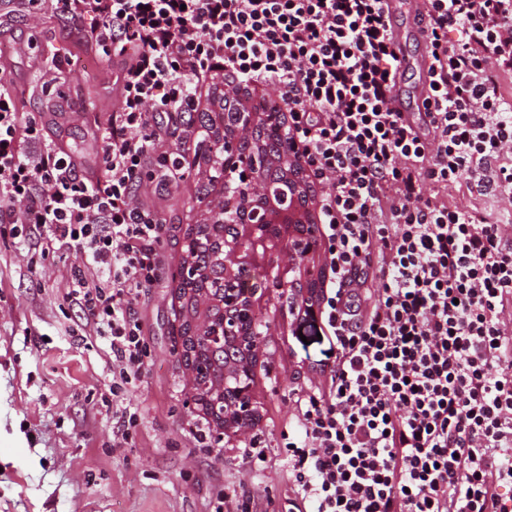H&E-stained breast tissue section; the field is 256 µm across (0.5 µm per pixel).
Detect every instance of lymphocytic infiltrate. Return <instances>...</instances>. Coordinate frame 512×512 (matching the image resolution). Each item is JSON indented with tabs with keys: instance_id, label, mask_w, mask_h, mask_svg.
<instances>
[{
	"instance_id": "1",
	"label": "lymphocytic infiltrate",
	"mask_w": 512,
	"mask_h": 512,
	"mask_svg": "<svg viewBox=\"0 0 512 512\" xmlns=\"http://www.w3.org/2000/svg\"><path fill=\"white\" fill-rule=\"evenodd\" d=\"M427 126L390 106L383 0H0L52 7L101 55L129 52L89 176L0 78V224L70 250L68 298L112 353V389L143 373L134 301L164 233L143 203L184 178L165 125L222 87L277 92L318 192L324 386L289 425L293 512H512V0H426Z\"/></svg>"
}]
</instances>
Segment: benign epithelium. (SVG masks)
Wrapping results in <instances>:
<instances>
[{
	"label": "benign epithelium",
	"mask_w": 512,
	"mask_h": 512,
	"mask_svg": "<svg viewBox=\"0 0 512 512\" xmlns=\"http://www.w3.org/2000/svg\"><path fill=\"white\" fill-rule=\"evenodd\" d=\"M237 112V122L232 132L224 136V201L209 202L203 218H210L222 211L232 218V223L244 230V235L224 239V288L226 302L239 308L237 314L224 316V336L239 349L237 359L224 368V383L234 382L237 398L224 403V433L245 436L255 417L257 406L250 391L249 379L256 360L263 355V341L244 329L258 301L257 289L240 292L245 281L244 272L252 267L257 248L264 251L266 280L277 289L301 290L305 307L313 303L309 292L312 270L304 268V260L314 251L308 239L313 231L295 230V224L318 222L317 209L310 204L303 217L291 209L280 206L270 188L260 177L262 169L269 165L280 167L288 174L297 190L309 192L302 173L297 171L293 150L286 147L276 153H263L245 149L243 144L252 140L259 123V113L251 111L246 100L238 95L229 101ZM254 187L252 193L243 196L235 190L239 183Z\"/></svg>",
	"instance_id": "1"
}]
</instances>
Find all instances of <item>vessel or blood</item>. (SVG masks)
Masks as SVG:
<instances>
[{
  "instance_id": "b4317fda",
  "label": "vessel or blood",
  "mask_w": 512,
  "mask_h": 512,
  "mask_svg": "<svg viewBox=\"0 0 512 512\" xmlns=\"http://www.w3.org/2000/svg\"><path fill=\"white\" fill-rule=\"evenodd\" d=\"M425 0H384V9L390 20L392 46L398 57L400 70L418 69L422 77H429L433 58L425 25ZM416 37L421 43L419 55L408 52V37ZM426 89L410 90L395 85L391 106L394 110L408 113L410 120H418L425 113Z\"/></svg>"
}]
</instances>
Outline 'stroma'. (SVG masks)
Wrapping results in <instances>:
<instances>
[{
  "label": "stroma",
  "mask_w": 512,
  "mask_h": 512,
  "mask_svg": "<svg viewBox=\"0 0 512 512\" xmlns=\"http://www.w3.org/2000/svg\"><path fill=\"white\" fill-rule=\"evenodd\" d=\"M0 38L37 40L6 74L25 91L22 112L35 115L46 139L65 142L82 168L98 165L94 129L117 107L111 60L87 48L74 28L49 9L18 12ZM72 58L68 83L56 86L58 56ZM89 111H75L81 101ZM144 198L156 205L165 231L156 246L157 277L133 309L143 324L147 355L140 381L121 397L141 414L131 444L112 445V410L102 403L112 385V354L82 336L86 318L67 296L72 257L47 246L23 249L0 224V512H290L288 450L283 434L295 400L328 349L320 320L292 312L276 290L257 304L270 328L254 367L259 418L253 429L261 462L242 459L239 441L211 430L194 438L201 419L175 353L173 274L183 234L199 206L194 177ZM244 487L228 500L224 488Z\"/></svg>",
  "instance_id": "1"
}]
</instances>
